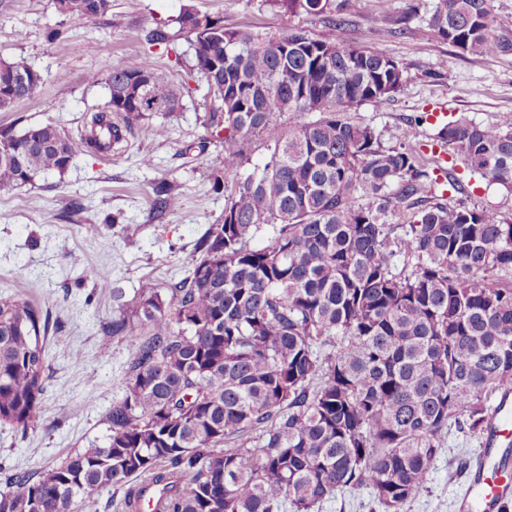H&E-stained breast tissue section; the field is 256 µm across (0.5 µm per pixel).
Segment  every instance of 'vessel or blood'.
Masks as SVG:
<instances>
[{"label": "vessel or blood", "instance_id": "1", "mask_svg": "<svg viewBox=\"0 0 512 512\" xmlns=\"http://www.w3.org/2000/svg\"><path fill=\"white\" fill-rule=\"evenodd\" d=\"M463 512H499L512 499V392L494 402L480 453L457 493Z\"/></svg>", "mask_w": 512, "mask_h": 512}]
</instances>
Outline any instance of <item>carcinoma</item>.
I'll return each instance as SVG.
<instances>
[{
	"mask_svg": "<svg viewBox=\"0 0 512 512\" xmlns=\"http://www.w3.org/2000/svg\"><path fill=\"white\" fill-rule=\"evenodd\" d=\"M55 0L57 12L103 16L111 0ZM286 13L328 15L327 29L263 36L226 29L183 9L178 32L222 110L224 222L199 241L200 257L162 289L142 283L135 304L106 322L131 359L107 414L104 446L13 476L0 512H83L93 493L125 488L124 512H312L339 491L367 488L385 512L428 487L448 425L480 437L498 393L512 387V218L439 202L413 145L384 147L345 112L380 104L404 68L345 44L334 0H270ZM449 45L475 56L512 55V27L490 0H436L429 19ZM12 102L41 84L23 59H0ZM109 99L91 118L86 147L105 153L123 131L154 137L181 93L148 59L112 68ZM122 117L124 126L112 122ZM455 163L512 191V117H464L431 137ZM261 143L268 154L246 168ZM0 187L64 174L76 146L52 124L9 132ZM181 205L178 185L155 183L153 208ZM403 207L408 223L390 216ZM139 322L144 331L132 327ZM49 315L0 298V424L35 426L49 379L41 335Z\"/></svg>",
	"mask_w": 512,
	"mask_h": 512,
	"instance_id": "1",
	"label": "carcinoma"
}]
</instances>
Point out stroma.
<instances>
[{"label":"stroma","mask_w":512,"mask_h":512,"mask_svg":"<svg viewBox=\"0 0 512 512\" xmlns=\"http://www.w3.org/2000/svg\"><path fill=\"white\" fill-rule=\"evenodd\" d=\"M434 4L350 0L345 42L374 48L405 69L391 98L346 113L350 123L374 129L384 146L434 134L426 115L441 104L483 125L512 114V55L477 57L448 45L428 25ZM186 5L223 19L227 28L259 34L303 28L318 35L327 26L325 16L283 13L269 0H112L107 15L85 20L60 15L55 0H0V58L24 59L43 75L31 97L0 111V129L53 124L80 137L109 97L107 72L144 57L182 92L181 108L165 120L166 136L137 132L104 154L81 146L64 175L0 188V297L32 302L58 324L45 346L49 381L37 425L25 432L0 425V485L15 473L104 445L106 414L121 395L131 350L124 337L102 335V323L133 301L142 281L168 287L196 259L197 240L223 221L224 194L214 190L213 178L224 168V143L207 125L220 103L176 34L175 19ZM158 28L171 33L169 43L149 41ZM54 29L61 38L50 39ZM94 73L99 81L92 84ZM146 157L151 166L143 165ZM161 178L178 184L182 204L159 216L153 187ZM461 179L464 193H445L446 202L512 216V195L466 172ZM74 201L83 209L71 215ZM92 267L111 270L108 286L87 278ZM77 350L82 363L76 367ZM478 450V440L449 428L428 489L407 512H457V485Z\"/></svg>","instance_id":"stroma-1"}]
</instances>
